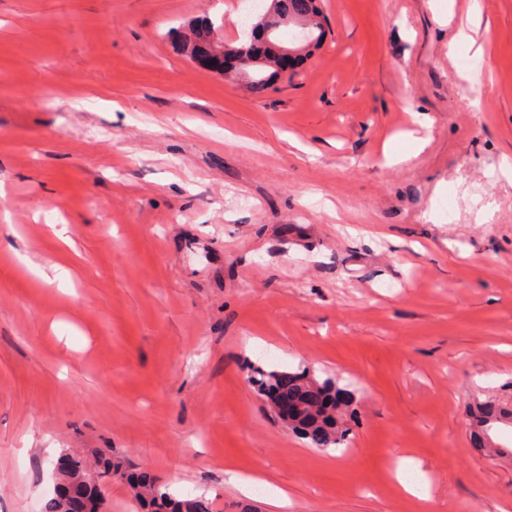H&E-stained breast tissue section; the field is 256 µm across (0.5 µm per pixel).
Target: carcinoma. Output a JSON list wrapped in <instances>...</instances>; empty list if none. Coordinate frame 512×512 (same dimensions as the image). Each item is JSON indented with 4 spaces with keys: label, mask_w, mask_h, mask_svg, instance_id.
<instances>
[{
    "label": "carcinoma",
    "mask_w": 512,
    "mask_h": 512,
    "mask_svg": "<svg viewBox=\"0 0 512 512\" xmlns=\"http://www.w3.org/2000/svg\"><path fill=\"white\" fill-rule=\"evenodd\" d=\"M313 0H271L264 13L257 17L250 30L243 32L244 47L260 29H266L274 44L279 45V33L286 25H299L303 29L302 46H317L330 33L327 16L320 7L312 6ZM248 74L246 81L257 91H265L285 77L277 70V57L269 53L258 63L243 66ZM282 371L267 370L260 365L250 366L249 381L259 395H264L278 382ZM293 386L288 398L303 405L302 418L293 425L312 448H337L347 441L350 427L343 419L350 404L349 393L330 380H319L303 367L289 372ZM58 493L44 506L45 512H75L76 497L91 493L96 500L94 512H104L105 497L101 487V474H110L127 480L137 503L151 508L152 512H210L208 502L202 497L182 498L169 491L167 485L148 472L132 474L122 472L118 463H104L103 469L92 468L81 456L67 455L56 464Z\"/></svg>",
    "instance_id": "carcinoma-1"
}]
</instances>
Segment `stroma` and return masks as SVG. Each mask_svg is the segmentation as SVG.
<instances>
[{"instance_id": "obj_1", "label": "stroma", "mask_w": 512, "mask_h": 512, "mask_svg": "<svg viewBox=\"0 0 512 512\" xmlns=\"http://www.w3.org/2000/svg\"><path fill=\"white\" fill-rule=\"evenodd\" d=\"M472 2L320 0L326 40L257 93L174 42L235 44L256 0H0V512L69 454L215 512H269L230 469L288 512H512V422L472 420L512 410V0ZM251 363L349 390L346 445Z\"/></svg>"}]
</instances>
